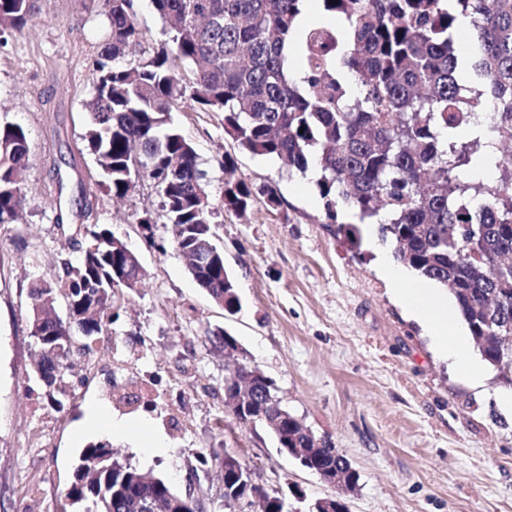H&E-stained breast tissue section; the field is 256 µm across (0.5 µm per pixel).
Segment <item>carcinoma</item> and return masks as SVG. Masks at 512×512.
<instances>
[{"label":"carcinoma","instance_id":"cac0c4a2","mask_svg":"<svg viewBox=\"0 0 512 512\" xmlns=\"http://www.w3.org/2000/svg\"><path fill=\"white\" fill-rule=\"evenodd\" d=\"M107 2L109 35L96 60L84 140L111 195L125 196L139 180L152 184L174 249L215 303L241 307L213 239L212 205L202 203L205 173L171 119L188 99L223 113L224 135L243 153L300 173L315 161L334 235L360 249L359 225L337 223L345 208L376 221L397 261L448 289L482 357L512 385V267L495 266L512 257V0H322L343 30L299 25L308 0H151L168 27L159 44L140 29L133 0ZM34 16V0H0L1 31L21 32ZM463 19L474 37L461 56L455 37ZM290 52L304 61L299 82L289 73ZM465 62L472 82L461 78ZM488 101L500 176L473 182L466 169L481 139L460 143L457 134ZM28 150L22 127L0 126V224L16 221ZM174 160L175 180L168 176ZM236 165L224 155L225 208L242 213L258 195L278 204L274 187L234 178ZM112 237L107 227L90 232L77 264L30 289L37 374L49 389L63 379L72 330L110 335L102 314L122 287L113 269L129 281L142 275L139 257L113 251ZM62 298L65 319L56 309ZM252 383L250 410L236 416L243 425L262 422L277 397L259 378ZM273 436L281 448L316 447L292 418ZM314 467L336 474V512H343L357 473L326 446ZM65 496L87 512H178L184 500L164 479L125 466L108 444L83 450Z\"/></svg>","mask_w":512,"mask_h":512}]
</instances>
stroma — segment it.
Here are the masks:
<instances>
[{"label": "stroma", "mask_w": 512, "mask_h": 512, "mask_svg": "<svg viewBox=\"0 0 512 512\" xmlns=\"http://www.w3.org/2000/svg\"><path fill=\"white\" fill-rule=\"evenodd\" d=\"M107 31L104 0H37L29 28L0 35V125L22 127L29 142L21 220L0 225V512H85L65 491L83 449L100 441L79 432L99 406L162 434L160 452L111 445L121 461L193 488L207 512H225L224 453L265 489L292 483L312 499L335 496L280 454L262 424L242 425L225 407L232 365L208 339L219 326L289 411L348 458L359 475L350 512H512V414L496 400L504 384L490 368L468 381L438 358L378 271L380 237L353 256L330 231L316 183L238 152L220 113H173L206 173L211 229L241 298L232 316L193 282L149 182L118 201L108 195L83 140ZM227 153L237 178L276 186L278 206L259 197L246 213L225 209ZM146 211L148 232L135 222ZM102 226L139 256L145 277L117 290L111 340L71 352L50 394L33 376L29 290L76 261Z\"/></svg>", "instance_id": "35a3bbf8"}]
</instances>
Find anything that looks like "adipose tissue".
Wrapping results in <instances>:
<instances>
[{
  "instance_id": "obj_1",
  "label": "adipose tissue",
  "mask_w": 512,
  "mask_h": 512,
  "mask_svg": "<svg viewBox=\"0 0 512 512\" xmlns=\"http://www.w3.org/2000/svg\"><path fill=\"white\" fill-rule=\"evenodd\" d=\"M380 268L394 293L404 302L408 315L425 330L439 357L451 362L465 378L479 380L483 375V366L467 353V329L458 320L454 302L435 283L417 280L390 254L381 255ZM87 424L94 430L145 442L155 451L163 448L165 443L164 437L150 430L146 424L114 419L102 408L91 411Z\"/></svg>"
}]
</instances>
